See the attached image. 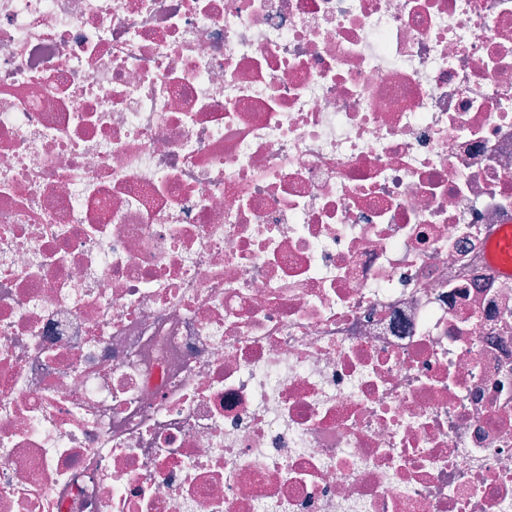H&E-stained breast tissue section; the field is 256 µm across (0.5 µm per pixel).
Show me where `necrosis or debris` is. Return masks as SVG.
<instances>
[{
  "instance_id": "4bbe7bcc",
  "label": "necrosis or debris",
  "mask_w": 512,
  "mask_h": 512,
  "mask_svg": "<svg viewBox=\"0 0 512 512\" xmlns=\"http://www.w3.org/2000/svg\"><path fill=\"white\" fill-rule=\"evenodd\" d=\"M512 0H0V512H512Z\"/></svg>"
}]
</instances>
